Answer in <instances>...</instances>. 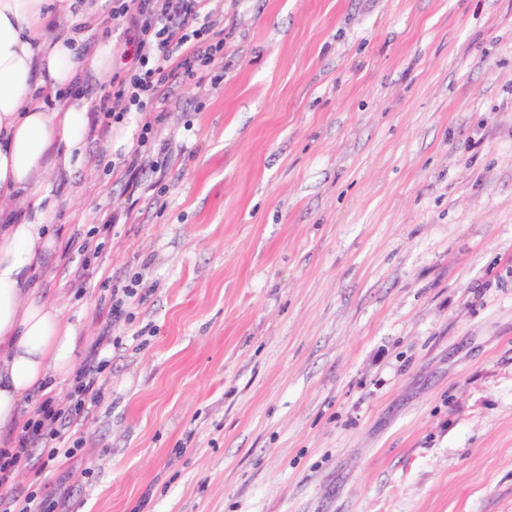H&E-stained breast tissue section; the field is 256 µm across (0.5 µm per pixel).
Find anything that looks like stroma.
<instances>
[{
  "label": "stroma",
  "mask_w": 512,
  "mask_h": 512,
  "mask_svg": "<svg viewBox=\"0 0 512 512\" xmlns=\"http://www.w3.org/2000/svg\"><path fill=\"white\" fill-rule=\"evenodd\" d=\"M97 2L72 22L118 74ZM214 5L224 79L173 93L136 191L97 133L56 178L35 280L108 367L79 454L13 485L55 512H512V0ZM111 222L112 220L108 219L105 221V224H103L101 228L97 227L88 231L86 238L78 246L77 252L84 258L82 259L81 268L74 280V286L76 288H84L87 280L93 276L95 269L91 267L90 257L97 259L104 251L106 245L105 239L107 237L106 234L109 232L111 225L106 223ZM100 239L104 240L100 241ZM137 283L138 280L134 279L130 281V284L125 285L118 283L112 285L110 311L113 321H119L123 317H126V302L128 299L138 297Z\"/></svg>",
  "instance_id": "35a3bbf8"
}]
</instances>
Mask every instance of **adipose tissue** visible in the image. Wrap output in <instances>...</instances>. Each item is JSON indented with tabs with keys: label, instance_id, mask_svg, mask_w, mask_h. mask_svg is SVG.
<instances>
[{
	"label": "adipose tissue",
	"instance_id": "obj_1",
	"mask_svg": "<svg viewBox=\"0 0 512 512\" xmlns=\"http://www.w3.org/2000/svg\"><path fill=\"white\" fill-rule=\"evenodd\" d=\"M76 0H0V429L79 369L84 326L41 296L34 273L56 253L53 177L80 169L93 114L73 88L112 71L111 39L87 56L66 19ZM58 100L48 109L47 100Z\"/></svg>",
	"mask_w": 512,
	"mask_h": 512
}]
</instances>
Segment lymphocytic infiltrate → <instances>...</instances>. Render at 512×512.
I'll return each instance as SVG.
<instances>
[{"mask_svg":"<svg viewBox=\"0 0 512 512\" xmlns=\"http://www.w3.org/2000/svg\"><path fill=\"white\" fill-rule=\"evenodd\" d=\"M211 2L112 0L108 18L121 27L134 53L123 74L113 77L111 92L99 98L94 110L116 123L135 112L143 116L136 146L121 162L128 179H136L146 167L154 166V154L166 149L158 138L165 119L164 89L197 77L224 56V16L213 10ZM103 367V361L96 358L87 362L76 377L73 405L63 407L53 398H44L24 423L15 446L0 448V512H46L48 504L38 492L22 493L12 485L13 470L34 443L44 445L51 461L61 454H76V446L65 445V435L85 405L101 399Z\"/></svg>","mask_w":512,"mask_h":512,"instance_id":"1","label":"lymphocytic infiltrate"}]
</instances>
